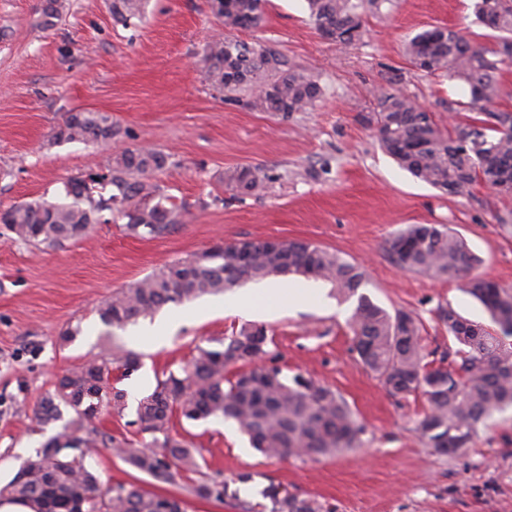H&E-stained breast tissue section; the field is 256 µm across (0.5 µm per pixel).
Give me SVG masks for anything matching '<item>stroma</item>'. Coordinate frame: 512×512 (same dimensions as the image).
Listing matches in <instances>:
<instances>
[{
    "label": "stroma",
    "mask_w": 512,
    "mask_h": 512,
    "mask_svg": "<svg viewBox=\"0 0 512 512\" xmlns=\"http://www.w3.org/2000/svg\"><path fill=\"white\" fill-rule=\"evenodd\" d=\"M66 3L49 21L43 0H0V209L40 197L59 201L68 176L107 171L116 149L149 144L169 157L157 182L183 217L159 237L133 234L120 219L97 224L60 248L0 234V482L54 433L38 423L35 408L58 377L116 346L139 353L141 367L130 374L113 368L111 383L125 393L126 408L102 411L96 423L134 447L150 442L134 424L139 400L197 347L257 321L265 300L254 297L252 311L230 316L224 301L243 288L170 304L150 317V336L135 324L109 328L96 309L164 264L216 244L298 239L337 252L365 268L363 291L374 302L421 322L428 353L448 349L441 306L496 332L457 281L404 271L387 242L412 224L447 225L481 257L480 276L512 289V194L479 184L466 197L441 193L398 167L370 121L382 87L416 100L440 126L473 121L468 88L416 71L404 51L408 39L433 27L493 46L472 0H395L391 11L368 15L363 39L352 45L322 38L306 0H267L263 26L234 30V37L266 42L324 88L313 109L286 118L254 109L250 90L225 93L207 81L204 48L224 32L207 0H148L143 20L128 27L113 19L109 0ZM81 111L111 118L118 130L111 145L55 140L66 115ZM241 165L268 172L260 196L243 198L225 185V170ZM354 306L335 299L281 308L265 322V362L341 394L365 427L361 447L316 459L268 457L233 422L185 423L207 462L205 476L252 473L237 500L226 502L188 496L105 448L93 450L90 464L104 483L133 481L183 497L186 512H241L240 503L263 502L272 482L321 512H512V408L494 414L468 448L436 453L413 431L427 408L423 396H391L352 352ZM68 328L78 334L61 342Z\"/></svg>",
    "instance_id": "35a3bbf8"
}]
</instances>
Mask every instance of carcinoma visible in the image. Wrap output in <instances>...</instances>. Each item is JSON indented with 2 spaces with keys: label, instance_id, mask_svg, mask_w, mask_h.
<instances>
[{
  "label": "carcinoma",
  "instance_id": "cac0c4a2",
  "mask_svg": "<svg viewBox=\"0 0 512 512\" xmlns=\"http://www.w3.org/2000/svg\"><path fill=\"white\" fill-rule=\"evenodd\" d=\"M386 3L391 0H307L317 31L330 33L339 44L361 40L366 12H378ZM145 6L146 0H111L110 11L129 26L143 19ZM209 6L228 30L258 28L264 22L263 0H209ZM473 8L477 20L498 33L494 48H483L455 30L432 28L412 37L406 54L416 70L464 83L481 117L465 128L450 124L443 129L415 100L384 88L376 94L373 116L382 148L402 169L455 196L470 194L479 183L497 190L512 184V113L493 108L500 95L498 76L512 65V0H474ZM203 62L212 86L226 92L253 90V106L262 112L284 117L306 112L323 95L317 78L260 40L218 38L206 46ZM115 135L108 115L83 111L68 114L55 138L109 145ZM167 164L168 155L155 148L127 147L114 155L107 173L63 181V200L14 204L0 212V223L11 239L35 247L76 242L93 225L107 221V212L117 214L134 234H167L182 216V206L153 181ZM270 179L259 167L224 172L227 186L243 196L260 195ZM109 188L113 192L104 195ZM387 250L406 271L461 282L501 335L441 306L437 316L456 349L442 356L448 366L434 367L426 361L420 322L401 310L391 313L359 292L365 281L362 266L310 242L288 239L275 248L264 240L228 243L171 263L114 293L98 315L104 325L123 329L168 303L220 294L248 281L297 274L327 282L337 296L357 297L349 324L361 363L391 396L422 394L429 409L417 420L416 433L436 452L456 453L469 446L487 417L512 406V343L506 342L512 337V289L475 275L479 258L463 237L441 224H413L395 233ZM267 342L266 327L245 324L218 346H199L188 362L163 373L140 400L133 421L153 436L143 448L127 441L116 444L112 434L93 426L101 410L121 414L125 409V393L110 384L112 364L131 373L140 368V355L121 350L67 370L35 410L43 425L61 423L59 430L0 485V500L27 503L33 512H185L184 500L175 495L150 493L135 482L103 485L86 463L92 448L114 451L158 482L182 481L198 499L237 498L232 485L247 483L252 475L194 479L203 468L202 456L173 432L176 419L231 420L266 456L324 457L358 447L364 426L329 387L301 375L289 378L277 365L225 376L228 367L252 364L267 354ZM263 496L271 503L270 512L319 510L273 482Z\"/></svg>",
  "mask_w": 512,
  "mask_h": 512
}]
</instances>
